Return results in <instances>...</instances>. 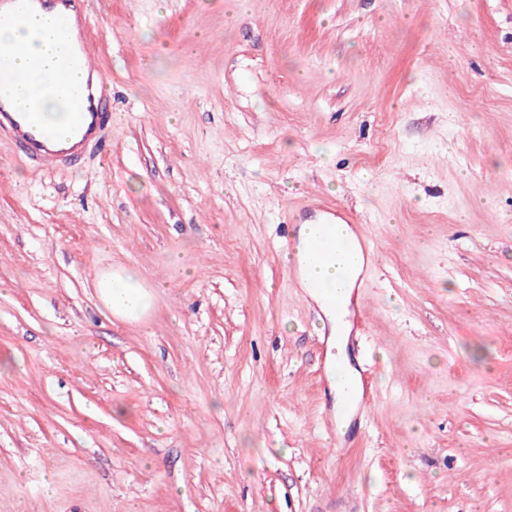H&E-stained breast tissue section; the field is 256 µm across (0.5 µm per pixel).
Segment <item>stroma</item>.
Segmentation results:
<instances>
[{
    "mask_svg": "<svg viewBox=\"0 0 512 512\" xmlns=\"http://www.w3.org/2000/svg\"><path fill=\"white\" fill-rule=\"evenodd\" d=\"M237 2L91 0L103 147L0 139V512H512V0ZM312 188L380 251L345 422ZM94 288L104 305L114 314L135 320L144 314L146 294L143 287L123 271L99 274Z\"/></svg>",
    "mask_w": 512,
    "mask_h": 512,
    "instance_id": "35a3bbf8",
    "label": "stroma"
}]
</instances>
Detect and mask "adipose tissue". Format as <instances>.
Wrapping results in <instances>:
<instances>
[{
    "instance_id": "adipose-tissue-1",
    "label": "adipose tissue",
    "mask_w": 512,
    "mask_h": 512,
    "mask_svg": "<svg viewBox=\"0 0 512 512\" xmlns=\"http://www.w3.org/2000/svg\"><path fill=\"white\" fill-rule=\"evenodd\" d=\"M22 45L23 50L14 58L17 70L25 73L26 80L19 86L20 99L35 96L46 120L54 128L65 125V103L61 96L47 92L46 87L56 79L58 59L65 52L61 42L42 16L28 21H10L0 18V48ZM99 298L114 314L127 319L140 318L146 306L142 287L122 272H108L94 281Z\"/></svg>"
}]
</instances>
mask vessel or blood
Returning <instances> with one entry per match:
<instances>
[{
    "mask_svg": "<svg viewBox=\"0 0 512 512\" xmlns=\"http://www.w3.org/2000/svg\"><path fill=\"white\" fill-rule=\"evenodd\" d=\"M41 11L49 14L57 36L70 46L58 62L56 83L66 99V135H57L47 126L37 104L24 107L18 103L14 91L21 78L12 61L0 54V137L36 170L59 166L89 146L101 144L111 120L102 106L106 80L86 36L90 0H0V16L5 18ZM352 222L349 215L331 213L323 233L307 244L305 263L294 267V276L302 277L304 267H317L334 253H360L363 269L372 268L379 253L369 235L352 228L346 235L336 230L337 225L351 227Z\"/></svg>",
    "mask_w": 512,
    "mask_h": 512,
    "instance_id": "1",
    "label": "vessel or blood"
}]
</instances>
